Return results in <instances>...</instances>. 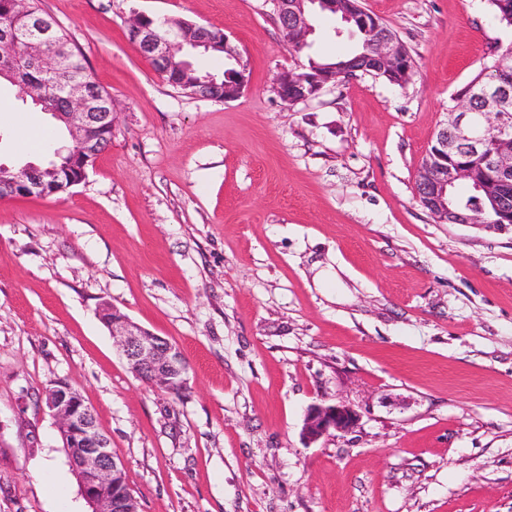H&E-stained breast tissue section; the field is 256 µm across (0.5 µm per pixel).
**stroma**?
Segmentation results:
<instances>
[{
  "instance_id": "obj_1",
  "label": "stroma",
  "mask_w": 512,
  "mask_h": 512,
  "mask_svg": "<svg viewBox=\"0 0 512 512\" xmlns=\"http://www.w3.org/2000/svg\"><path fill=\"white\" fill-rule=\"evenodd\" d=\"M410 84L358 75L289 105L277 75L356 39L317 18L292 53L271 0H38L113 99L112 142L66 192L0 200V512H89L42 395L77 389L140 512H512V230L437 223L415 194L452 98L512 43L483 0H361ZM225 32L249 86L171 87L131 12ZM49 113L0 89V164ZM107 302L183 352L132 373ZM357 428L306 444L305 413ZM358 423V413L345 403L314 404L307 410L302 436L309 444H312L336 432L350 433L358 426Z\"/></svg>"
}]
</instances>
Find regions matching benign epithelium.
I'll list each match as a JSON object with an SVG mask.
<instances>
[{
	"label": "benign epithelium",
	"mask_w": 512,
	"mask_h": 512,
	"mask_svg": "<svg viewBox=\"0 0 512 512\" xmlns=\"http://www.w3.org/2000/svg\"><path fill=\"white\" fill-rule=\"evenodd\" d=\"M9 7L23 15L27 21L22 57L34 62L43 73H51L63 64L69 55L57 40V25L46 15H38L30 8V0H8ZM276 11L283 21L285 37L294 46L309 44L314 31L312 13L336 11V0H275ZM129 39L148 57L156 71L168 83L169 66L177 58L180 68L187 71L189 56L199 49L214 47L224 51L228 59L238 66L233 77L219 83L214 79L193 81L190 95L220 102L234 100L248 85L246 66L241 54L229 44L227 35L204 26L197 36L183 30L166 29L165 23L139 12L128 21ZM375 59L382 68L396 71L402 58L393 42L379 41L374 50ZM0 79L22 84L25 70L21 61L0 64ZM336 75L301 76L284 70L276 82L278 97L287 104L316 98ZM92 82L82 81L70 86L65 96L68 111L56 112L71 137V146L57 152L82 162L78 180L86 176L88 166L95 164L108 146L104 134L112 130L114 105L112 97L90 91ZM480 96L485 108L474 112L466 99L457 100L449 125L443 126L427 149L417 170L416 197L434 219L442 224H473L492 227L486 210L460 215L449 206L448 187L467 176L465 166L448 165V155L462 150L474 152L486 138L488 131H496L497 148L488 157L490 166L502 179L512 178V94L503 87L489 84ZM20 180L7 181L0 176V199L55 194L51 167L28 163L23 166ZM98 315L112 333L114 346L127 361L131 371L147 380L160 392L177 393L185 385L182 352L167 339L141 327L129 317L105 302ZM45 404L55 417L63 441L69 449L71 465L76 470L82 493L91 506V512H139L133 497L121 498L112 493L123 464L110 451V441L96 424L91 409L80 394L67 383H58L45 390ZM359 423L358 413L349 405L339 402L331 405L313 404L307 410L302 436L310 444L334 433H350Z\"/></svg>",
	"instance_id": "7a95c632"
}]
</instances>
